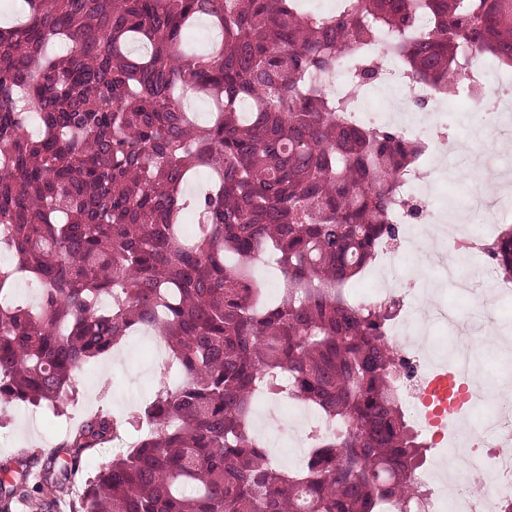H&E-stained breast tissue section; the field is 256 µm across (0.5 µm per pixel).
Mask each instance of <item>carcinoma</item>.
I'll return each instance as SVG.
<instances>
[{
    "label": "carcinoma",
    "mask_w": 512,
    "mask_h": 512,
    "mask_svg": "<svg viewBox=\"0 0 512 512\" xmlns=\"http://www.w3.org/2000/svg\"><path fill=\"white\" fill-rule=\"evenodd\" d=\"M0 26V403L56 415L76 369L150 329L183 381L139 415L98 410L41 473L57 488L82 453L133 445L86 480L83 512H414L429 446L404 410L397 303L346 286L419 206L400 176L421 145L356 119L381 71L377 40L449 98L467 49L512 69V0H15ZM205 19L208 49L185 33ZM348 62L350 90L328 80ZM208 98L200 125L188 94ZM193 236L182 233L185 214ZM512 280V229L485 249ZM283 276L271 301L258 256ZM30 284L39 300L19 299ZM292 395L336 426L301 466L253 434L259 395ZM28 462L0 464L4 506L30 497Z\"/></svg>",
    "instance_id": "obj_1"
}]
</instances>
